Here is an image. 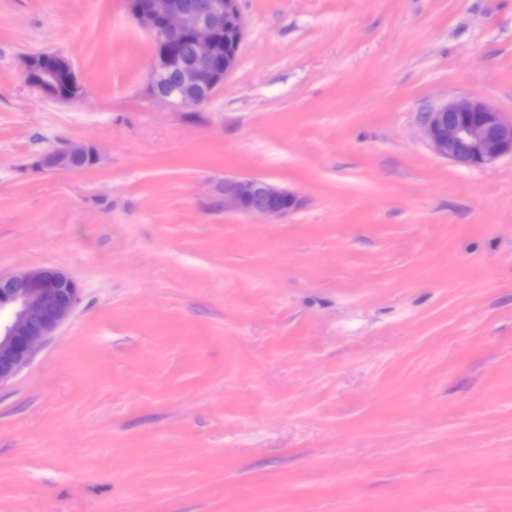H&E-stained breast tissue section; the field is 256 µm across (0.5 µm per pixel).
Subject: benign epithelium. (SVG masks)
<instances>
[{"mask_svg": "<svg viewBox=\"0 0 512 512\" xmlns=\"http://www.w3.org/2000/svg\"><path fill=\"white\" fill-rule=\"evenodd\" d=\"M128 12L150 35L148 74L151 101L169 108L208 105L235 70L246 27L239 0H126ZM187 39L189 50L173 47ZM26 84L59 101L78 82L71 62L57 52L23 60ZM422 133L433 152L465 167L479 168L512 156V118L482 98L463 96L425 113ZM101 162L85 143L66 142L32 157L39 172H78ZM216 203L242 214L273 220L295 211L300 201L288 189L255 177L224 179ZM81 297L79 284L54 267H32L0 274V384L15 377L47 338L71 316Z\"/></svg>", "mask_w": 512, "mask_h": 512, "instance_id": "benign-epithelium-1", "label": "benign epithelium"}]
</instances>
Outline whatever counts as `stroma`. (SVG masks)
Masks as SVG:
<instances>
[{
  "instance_id": "35a3bbf8",
  "label": "stroma",
  "mask_w": 512,
  "mask_h": 512,
  "mask_svg": "<svg viewBox=\"0 0 512 512\" xmlns=\"http://www.w3.org/2000/svg\"><path fill=\"white\" fill-rule=\"evenodd\" d=\"M239 7L223 90L173 110L125 0H0V273L82 289L0 385V512H512V157L420 131L512 117V0ZM39 50L81 98L25 84ZM69 141L100 164L29 168ZM233 176L302 204L216 207ZM51 57L54 59V67L47 70L39 80L30 78L39 58ZM23 71L26 84L42 94L59 101L74 100L67 88L79 83L71 62L57 52H42L26 56L23 60ZM421 127L433 152L460 166L479 168L512 156V118L478 96L425 112Z\"/></svg>"
}]
</instances>
